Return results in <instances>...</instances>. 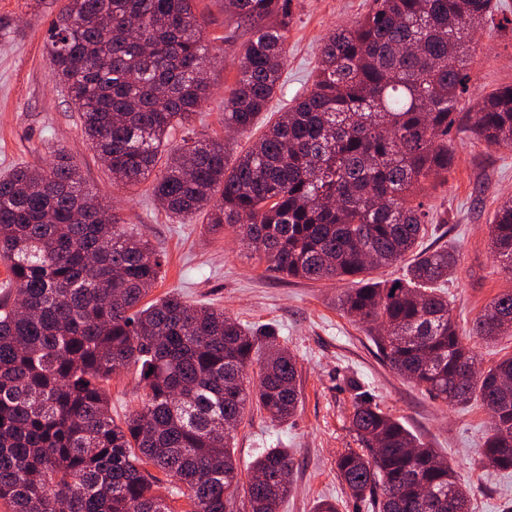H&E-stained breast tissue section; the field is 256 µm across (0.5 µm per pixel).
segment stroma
I'll return each instance as SVG.
<instances>
[{"mask_svg":"<svg viewBox=\"0 0 512 512\" xmlns=\"http://www.w3.org/2000/svg\"><path fill=\"white\" fill-rule=\"evenodd\" d=\"M65 0H0V17L14 33L0 40V175L40 163L54 151L68 153L79 166L84 186L117 206L121 224L158 246L162 277L152 297L176 293L186 301L223 308L253 330L272 329L295 356L301 403L287 423H271L250 413L237 429L235 455L249 462L258 451L276 445L295 458L291 489L281 512H314L329 499L338 512H366L336 475L337 456L360 442L350 428L358 393L371 395L458 471L471 494V512H506L512 507V472L496 471L480 456L488 416L476 404L451 406L408 383L380 359L371 337L345 316L338 298L344 284L291 279L258 261L229 228L209 230L203 216L169 217L148 185L117 189L81 135L80 115L61 85L51 79L44 46L47 30ZM370 0H294V22L288 30V66L283 88L256 125L236 139L247 148L269 120L283 111L296 93L312 84L319 47L326 34L354 21ZM511 24L481 29L472 40L478 54L471 63L472 81L461 106L512 82V0H498ZM205 21L211 63V95L194 113L188 129L204 139L224 133V100L235 85L239 62L222 55L225 38L244 44L249 33L229 21L224 0H197ZM456 165L445 187L429 192L426 203L444 212L446 221L429 232L425 245H448L460 256L448 283L452 314L465 328L498 294L512 289V277L490 253L488 224L497 205L512 197V152L479 139H454ZM115 420L140 407L145 389L137 367L118 370L109 382Z\"/></svg>","mask_w":512,"mask_h":512,"instance_id":"obj_1","label":"stroma"}]
</instances>
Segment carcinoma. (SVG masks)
<instances>
[{
    "label": "carcinoma",
    "instance_id": "1",
    "mask_svg": "<svg viewBox=\"0 0 512 512\" xmlns=\"http://www.w3.org/2000/svg\"><path fill=\"white\" fill-rule=\"evenodd\" d=\"M195 2L67 0L49 27L52 78L111 177L125 190L151 181L173 217L235 227L289 277L351 282L340 306L383 361L446 404L478 401L490 414L483 459L512 470V355L470 371L476 356L444 291L457 257L422 245L436 218L419 200L448 183L450 132L512 151V83L458 108L470 34L507 18L493 0H372L324 38L311 87L230 167L231 140L169 146L209 94ZM224 14L251 30L239 50L224 40L239 54L224 127L245 133L283 87L293 0H224ZM94 200L62 150L0 175V262L14 286L0 297V501L10 512H174L151 467L186 512H280L294 458L266 448L245 481L233 431L252 409L294 416L296 360L221 309L176 294L143 303L163 256ZM489 238L512 276V201L495 209ZM403 261L402 277H371ZM469 335L512 336V290ZM130 365L146 394L118 423L106 384ZM350 419L362 448L338 455L336 470L352 498L376 512H448L451 465L367 394Z\"/></svg>",
    "mask_w": 512,
    "mask_h": 512
}]
</instances>
